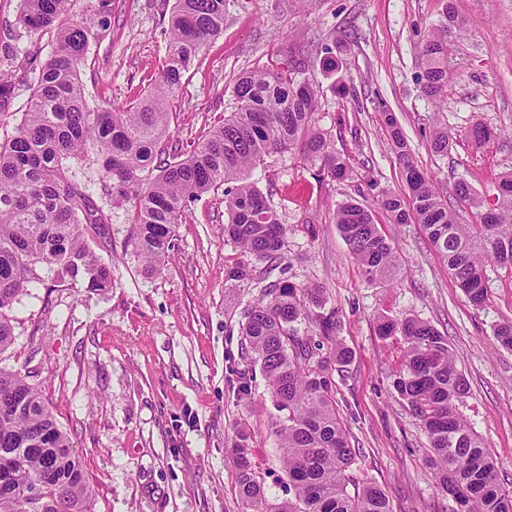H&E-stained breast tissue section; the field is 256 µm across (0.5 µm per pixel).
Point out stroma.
Wrapping results in <instances>:
<instances>
[{
	"mask_svg": "<svg viewBox=\"0 0 512 512\" xmlns=\"http://www.w3.org/2000/svg\"><path fill=\"white\" fill-rule=\"evenodd\" d=\"M466 21L448 52L443 102L417 81L420 49L446 2ZM174 0H112L110 27L80 69L86 98L107 108L142 101L159 76ZM21 0H0V56L18 47L9 72L16 96L0 113V140L13 135L30 99L25 57L45 61L50 35L19 25ZM332 48L337 70L323 64ZM305 59L316 86L317 128L327 132L349 165L347 178L320 176L298 150L265 156L252 173L287 231L283 272L253 282L229 280L240 249L224 235V194L189 203L175 227L174 251L147 273L129 239L125 210L111 209L100 185L90 194L110 208L96 253L112 266L104 291L46 275L12 310L15 341L0 367L27 375L69 434L94 489L91 512H244L235 482L234 448L245 442L268 502L290 496L272 432V397L261 372L248 394L229 383L245 354L239 325L261 289L286 277L319 284L340 320L338 340L351 353L337 368L336 409L352 447L359 480L386 490L393 512H457L425 464L428 439L393 388L400 366L398 338H382L380 318L416 317L448 338L457 368L469 382L464 413L512 486V350L493 335L512 320V272L488 268V300L475 308L418 224L379 230L396 248L393 275L368 280L338 232L333 211L354 199L375 205L381 191L403 192L389 148L395 117L419 166L444 191L457 181L494 195L512 170V0H227L224 32L208 42L201 66L185 74L171 103L170 145L189 152L211 125L237 108L241 73L266 69L288 56ZM454 144L432 153V123ZM483 123L497 133L475 144Z\"/></svg>",
	"mask_w": 512,
	"mask_h": 512,
	"instance_id": "stroma-1",
	"label": "stroma"
}]
</instances>
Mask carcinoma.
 Listing matches in <instances>:
<instances>
[{"label":"carcinoma","instance_id":"1","mask_svg":"<svg viewBox=\"0 0 512 512\" xmlns=\"http://www.w3.org/2000/svg\"><path fill=\"white\" fill-rule=\"evenodd\" d=\"M72 2L22 0L21 27L50 34L54 45L40 67H31L33 92L16 132L0 141V352L13 343L9 311L39 279L36 265H46L60 281H82L94 290L112 287V266L89 244L88 228L110 220L87 193L92 184L104 188L112 207L131 206L130 243L153 272L169 255L186 203L224 189V232L248 258L227 276L248 281L254 272L250 259L273 271L286 258L280 216L249 181V171L265 155L295 147L303 160L320 163L327 176L348 175L346 161L313 125L319 98L300 59L243 74L234 87L237 110L217 122L191 154L161 157L171 125L169 103L185 74L202 63L209 39L224 31L227 0H175L159 81L141 103L105 109L88 104L79 68L109 28L112 0H98L93 18L75 22ZM464 28L448 3L421 49L419 79L426 96H445L449 41ZM15 90L11 76L0 70V109L11 103ZM388 123L405 193L382 192L380 208L394 224L422 225L468 302L483 307L487 267L512 271V172L502 175L491 204L470 184H455V198L480 218L478 224H461L448 196L418 167L396 120L390 116ZM428 145L437 155L448 154V129L433 126ZM335 224L367 277L394 273L398 254L380 233L374 210L340 203ZM326 306L324 289L281 279L244 313L241 336L281 412L274 433L294 488V498L268 502L260 474L240 447L235 481L246 512H392L384 489L360 484L352 474L356 449L336 413L333 378L349 353L337 342L336 310ZM378 333L398 336L403 344L393 387L428 438L426 463L441 491L460 512H512V490L501 485L492 453L461 410L470 388L447 337L415 317L383 319ZM4 453L14 458V467L0 486V512H30L26 492L35 485L41 512H91L92 490L81 457L39 389L27 377L0 369Z\"/></svg>","mask_w":512,"mask_h":512}]
</instances>
